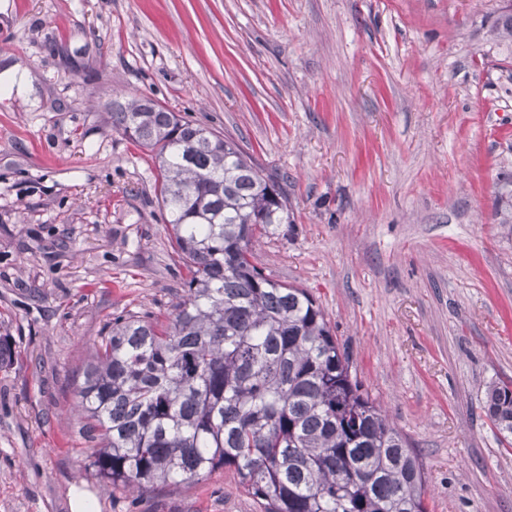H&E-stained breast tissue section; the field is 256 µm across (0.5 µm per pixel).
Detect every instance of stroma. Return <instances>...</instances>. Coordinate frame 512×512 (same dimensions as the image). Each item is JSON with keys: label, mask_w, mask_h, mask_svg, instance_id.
Returning a JSON list of instances; mask_svg holds the SVG:
<instances>
[{"label": "stroma", "mask_w": 512, "mask_h": 512, "mask_svg": "<svg viewBox=\"0 0 512 512\" xmlns=\"http://www.w3.org/2000/svg\"><path fill=\"white\" fill-rule=\"evenodd\" d=\"M512 0H0V512H260L232 470L110 495L75 390L112 314L186 272L149 150L106 122L144 94L234 140L288 196L254 262L307 289L423 464L429 512H512L484 412L512 380Z\"/></svg>", "instance_id": "stroma-1"}]
</instances>
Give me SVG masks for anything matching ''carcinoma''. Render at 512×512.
I'll use <instances>...</instances> for the list:
<instances>
[{
    "label": "carcinoma",
    "mask_w": 512,
    "mask_h": 512,
    "mask_svg": "<svg viewBox=\"0 0 512 512\" xmlns=\"http://www.w3.org/2000/svg\"><path fill=\"white\" fill-rule=\"evenodd\" d=\"M108 121L154 155L186 279L171 312L121 313L94 340L76 388L83 469L113 495L227 468L262 512H428L422 463L321 305L253 262L290 223L285 192L233 140L148 96L115 95ZM484 408L512 435L511 380Z\"/></svg>",
    "instance_id": "cac0c4a2"
}]
</instances>
